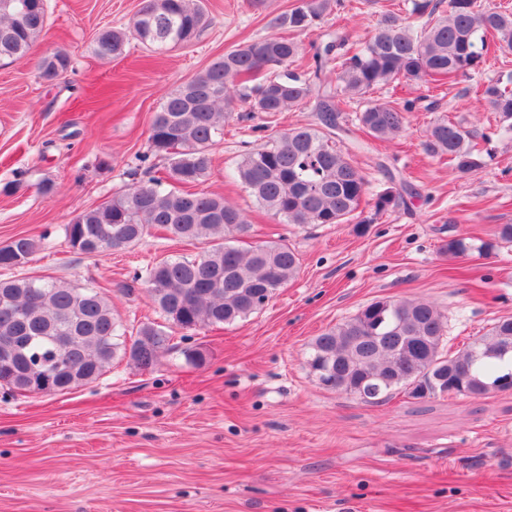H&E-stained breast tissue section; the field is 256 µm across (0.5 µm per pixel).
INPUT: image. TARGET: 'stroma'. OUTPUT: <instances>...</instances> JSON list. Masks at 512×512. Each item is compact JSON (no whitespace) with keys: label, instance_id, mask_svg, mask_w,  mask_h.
I'll return each instance as SVG.
<instances>
[{"label":"stroma","instance_id":"1","mask_svg":"<svg viewBox=\"0 0 512 512\" xmlns=\"http://www.w3.org/2000/svg\"><path fill=\"white\" fill-rule=\"evenodd\" d=\"M46 3L47 27L27 55L0 62V187L23 184L0 191V245L40 239L26 274L95 283L124 324L156 320L135 272L163 256L198 255L205 240L179 244L156 232L89 257L60 228L132 183L170 93L224 52L272 34L273 18L298 0H205L211 23L190 45L157 50L132 38L109 59L95 53L98 33L128 26L145 0ZM404 4L341 0L324 24L361 41ZM58 50L72 68L45 82L36 64ZM498 77L512 78V52L490 53L467 80L370 92L394 105L424 96L439 110L408 113L395 140L350 142L371 192L394 180L415 190L379 215L362 205L361 224L297 227L267 215L230 174L246 153L315 115L233 112L200 188L247 215L241 242L286 240L297 277L242 325L176 333L175 351L153 369L125 359L64 395L0 387V512H512V392L369 404L325 389L307 364L315 336L381 298L434 303L457 348L512 316V244L477 250L496 225L512 224V130L474 93ZM438 117L486 134L478 171L459 174L426 153ZM44 179L55 196L37 193ZM452 237L471 251L441 254ZM194 350L202 362L186 360Z\"/></svg>","mask_w":512,"mask_h":512}]
</instances>
